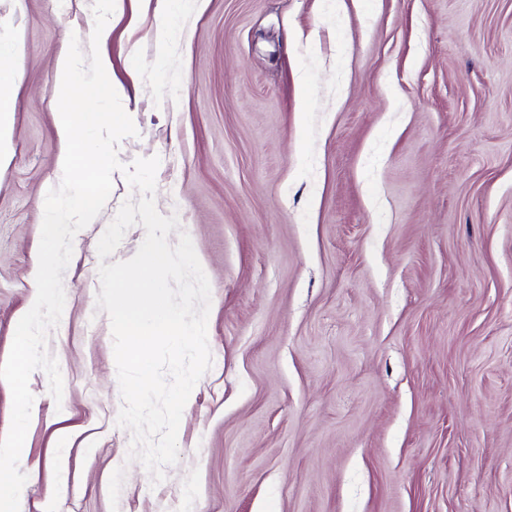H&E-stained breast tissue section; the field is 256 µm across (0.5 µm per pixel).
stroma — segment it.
<instances>
[{
    "label": "stroma",
    "mask_w": 512,
    "mask_h": 512,
    "mask_svg": "<svg viewBox=\"0 0 512 512\" xmlns=\"http://www.w3.org/2000/svg\"><path fill=\"white\" fill-rule=\"evenodd\" d=\"M122 0L100 42L211 287V368L165 478L129 460L97 243L73 240L20 512H512V0ZM94 0H0L20 62L0 161V363L64 144L54 65ZM307 83V102L298 98ZM163 3L164 20L156 31V61L158 64H162L167 59L169 43L175 33V21L182 4L178 0H163Z\"/></svg>",
    "instance_id": "stroma-1"
}]
</instances>
